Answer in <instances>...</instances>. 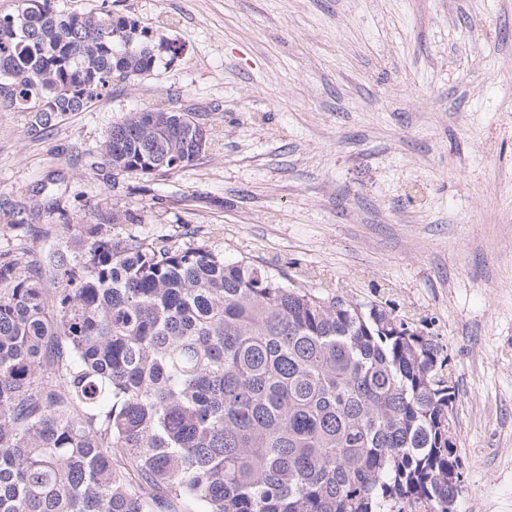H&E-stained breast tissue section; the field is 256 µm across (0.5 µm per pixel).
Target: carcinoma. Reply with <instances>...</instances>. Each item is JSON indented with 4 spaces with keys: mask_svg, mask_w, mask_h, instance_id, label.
<instances>
[{
    "mask_svg": "<svg viewBox=\"0 0 512 512\" xmlns=\"http://www.w3.org/2000/svg\"><path fill=\"white\" fill-rule=\"evenodd\" d=\"M173 42L120 14L19 0L0 18V111L44 129ZM191 110L116 122L104 161L199 159ZM76 224L42 271L0 262V512H454L455 388L394 308L290 287L202 242Z\"/></svg>",
    "mask_w": 512,
    "mask_h": 512,
    "instance_id": "cac0c4a2",
    "label": "carcinoma"
}]
</instances>
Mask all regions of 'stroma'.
Returning <instances> with one entry per match:
<instances>
[{
	"label": "stroma",
	"instance_id": "obj_1",
	"mask_svg": "<svg viewBox=\"0 0 512 512\" xmlns=\"http://www.w3.org/2000/svg\"><path fill=\"white\" fill-rule=\"evenodd\" d=\"M128 15L179 52L41 132L0 111V261L67 225L202 241L314 291L391 304L449 360L464 488L512 512V0H58ZM202 114L193 165L113 175L112 124Z\"/></svg>",
	"mask_w": 512,
	"mask_h": 512
}]
</instances>
